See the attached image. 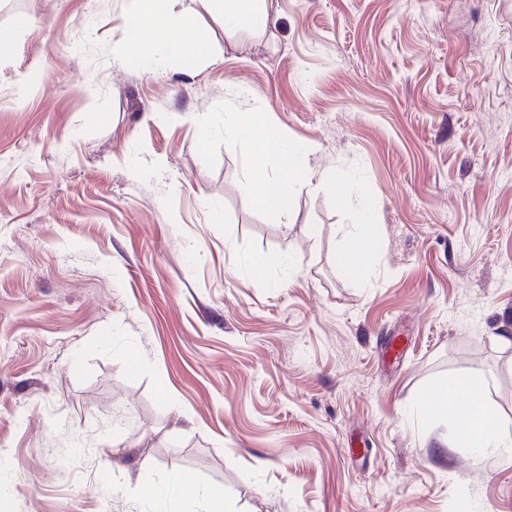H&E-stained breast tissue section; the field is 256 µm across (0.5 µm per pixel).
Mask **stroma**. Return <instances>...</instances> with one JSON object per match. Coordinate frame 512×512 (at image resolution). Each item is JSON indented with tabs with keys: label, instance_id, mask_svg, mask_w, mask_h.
Wrapping results in <instances>:
<instances>
[{
	"label": "stroma",
	"instance_id": "1",
	"mask_svg": "<svg viewBox=\"0 0 512 512\" xmlns=\"http://www.w3.org/2000/svg\"><path fill=\"white\" fill-rule=\"evenodd\" d=\"M272 8L260 37L200 9L213 58L147 71L130 0H0L9 512H151L173 473L187 512H512V450L474 461L426 411L470 375L512 429V0ZM244 109L309 150L288 213L246 203ZM356 240L350 246L336 253V264L345 273L357 277L363 258L378 247L376 225L370 213L362 210L356 227Z\"/></svg>",
	"mask_w": 512,
	"mask_h": 512
}]
</instances>
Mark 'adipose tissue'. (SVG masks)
I'll list each match as a JSON object with an SVG mask.
<instances>
[{
	"label": "adipose tissue",
	"mask_w": 512,
	"mask_h": 512,
	"mask_svg": "<svg viewBox=\"0 0 512 512\" xmlns=\"http://www.w3.org/2000/svg\"><path fill=\"white\" fill-rule=\"evenodd\" d=\"M199 0H133L137 19L125 52L137 56L148 69L169 59L182 58L193 63L211 58L213 49L207 31L195 22ZM219 8L228 30H265L270 21L269 0H219ZM156 24L160 31L143 42L144 27ZM233 139L251 144L245 172L249 185L247 201L259 209L280 214L292 208L299 187L307 184L311 172L306 147L287 146L284 139L267 127L258 113H236L229 125ZM277 160V178H269L263 165L265 157ZM376 226L368 211H361L356 227V239L339 250L336 263L348 275H357L364 257L376 250ZM429 407L441 417L453 421L459 442L471 448L474 457H482L490 447H512V431L505 429L498 415L487 406L468 378H458L439 387L431 396Z\"/></svg>",
	"instance_id": "1"
}]
</instances>
